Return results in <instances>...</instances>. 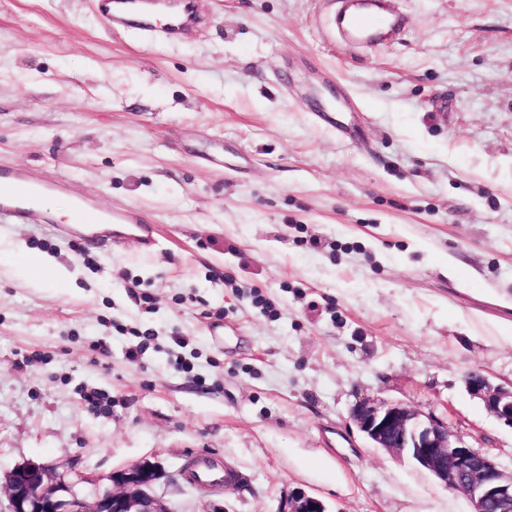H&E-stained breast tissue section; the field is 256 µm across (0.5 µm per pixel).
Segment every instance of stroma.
<instances>
[{"instance_id":"obj_1","label":"stroma","mask_w":512,"mask_h":512,"mask_svg":"<svg viewBox=\"0 0 512 512\" xmlns=\"http://www.w3.org/2000/svg\"><path fill=\"white\" fill-rule=\"evenodd\" d=\"M392 3L401 38L350 44L336 0H192L181 40L0 0V163L141 222H0L71 273L0 268V478L44 462L91 495L144 459H217L245 480L224 512L296 489L471 512L369 447L366 396L512 472V428L464 383L512 387V0Z\"/></svg>"}]
</instances>
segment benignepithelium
I'll return each instance as SVG.
<instances>
[{
    "label": "benign epithelium",
    "instance_id": "obj_1",
    "mask_svg": "<svg viewBox=\"0 0 512 512\" xmlns=\"http://www.w3.org/2000/svg\"><path fill=\"white\" fill-rule=\"evenodd\" d=\"M466 387L480 396L488 411L512 428V389L492 385L478 369L469 371ZM350 419L374 447L406 456L446 488L470 500L472 512H512V475L507 477L489 456L467 446L443 421L420 414L400 402L375 397L356 401ZM169 478L157 461L141 460L113 472L110 487L87 497L77 482L54 465L26 461L10 470L0 491L5 512H176L155 493ZM240 478L201 492L209 497L205 512H224V491L237 488ZM279 512H329L324 502L303 490L291 492Z\"/></svg>",
    "mask_w": 512,
    "mask_h": 512
}]
</instances>
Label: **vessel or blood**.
Instances as JSON below:
<instances>
[{
	"mask_svg": "<svg viewBox=\"0 0 512 512\" xmlns=\"http://www.w3.org/2000/svg\"><path fill=\"white\" fill-rule=\"evenodd\" d=\"M94 8L107 28H137L146 32L163 31L170 38L187 34L193 18L180 0H93ZM339 23L352 40L366 41L372 34L370 15L361 12L343 14ZM48 184L32 185L12 167L0 166V219L25 223L35 212L37 198L48 191ZM78 223L93 227L99 224H128L134 219L127 211L102 208L80 200L75 204Z\"/></svg>",
	"mask_w": 512,
	"mask_h": 512,
	"instance_id": "obj_1",
	"label": "vessel or blood"
}]
</instances>
